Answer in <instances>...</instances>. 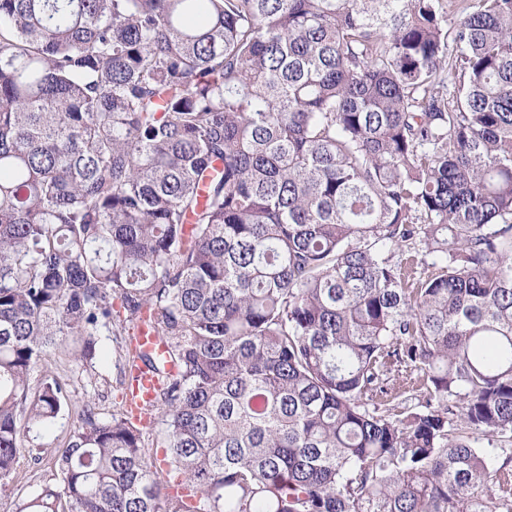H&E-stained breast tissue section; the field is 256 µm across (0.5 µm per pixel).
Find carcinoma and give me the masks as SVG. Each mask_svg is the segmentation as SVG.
I'll use <instances>...</instances> for the list:
<instances>
[{
	"instance_id": "carcinoma-1",
	"label": "carcinoma",
	"mask_w": 512,
	"mask_h": 512,
	"mask_svg": "<svg viewBox=\"0 0 512 512\" xmlns=\"http://www.w3.org/2000/svg\"><path fill=\"white\" fill-rule=\"evenodd\" d=\"M0 0V480L31 376L148 315L17 512H512V0ZM157 388V378L146 367H141L136 372V378L133 382V396L135 405L133 409L136 413L144 411L147 405L153 400L155 389ZM472 442L478 448H486L488 460L495 466H499L506 459L512 457V445L502 444L501 447L499 443L489 444L488 440L480 435H473Z\"/></svg>"
}]
</instances>
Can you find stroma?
<instances>
[{"instance_id":"stroma-1","label":"stroma","mask_w":512,"mask_h":512,"mask_svg":"<svg viewBox=\"0 0 512 512\" xmlns=\"http://www.w3.org/2000/svg\"><path fill=\"white\" fill-rule=\"evenodd\" d=\"M98 341L107 357L92 368L76 359L74 346L70 343L51 348L44 354L40 372H52L67 380L70 402L56 426L39 439L40 463H33L29 455H22L10 477L0 482V512H16L22 500L36 494L43 486L56 483L55 457L79 426V410L84 400H94L104 418L110 417L113 409L118 407L121 401L120 372L113 357V336L105 331Z\"/></svg>"}]
</instances>
